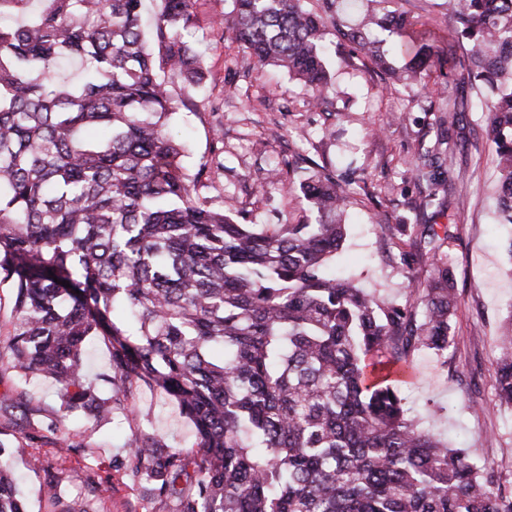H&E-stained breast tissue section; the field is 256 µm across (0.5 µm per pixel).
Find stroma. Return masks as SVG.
<instances>
[{
    "mask_svg": "<svg viewBox=\"0 0 512 512\" xmlns=\"http://www.w3.org/2000/svg\"><path fill=\"white\" fill-rule=\"evenodd\" d=\"M439 0H394L413 22L415 35L438 49L455 44V23ZM230 0H196V48L204 76L194 95L206 110L182 112L171 133L187 145V171L211 156L221 134L222 167L212 168L199 192L214 202H234L258 224H297L314 216L300 193L286 192L306 169H328L351 183L346 240L333 267L380 300H401L409 284L429 267L406 268L405 253L421 252L418 231L431 225L450 237L439 251L458 288L453 318L455 343L447 354L416 353L413 378L404 387L406 408L422 414V426L443 442L462 443L489 464L499 484L512 486V407L497 406L495 338L512 306V226L497 219L495 146L486 115L468 85L449 81L438 96L433 79L409 87L392 84L350 46L331 58L328 108L314 106L311 92L277 67L256 70L249 53L219 24ZM464 95L469 108L454 127L442 124L450 98ZM343 112V120L333 111ZM451 159L450 186L429 189L413 173L422 154ZM391 224L416 227L391 236ZM26 393L27 407L43 437L37 452L63 469L61 502L68 512H177L175 501L158 502L126 458L129 435L121 422L82 415L58 422L59 390L51 381L22 376L0 360V394ZM145 431L185 448L192 425L177 404L141 390ZM80 439L84 451L59 460L57 450Z\"/></svg>",
    "mask_w": 512,
    "mask_h": 512,
    "instance_id": "1",
    "label": "stroma"
}]
</instances>
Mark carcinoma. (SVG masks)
<instances>
[{
  "instance_id": "carcinoma-1",
  "label": "carcinoma",
  "mask_w": 512,
  "mask_h": 512,
  "mask_svg": "<svg viewBox=\"0 0 512 512\" xmlns=\"http://www.w3.org/2000/svg\"><path fill=\"white\" fill-rule=\"evenodd\" d=\"M0 0V284L16 313L14 367L59 385L63 413L120 417L153 497L178 512H512V492L469 449L421 430L402 404L412 358L453 342V271L431 258L404 302L329 269L346 238L350 183L299 186L315 220L255 224L198 192L169 132L203 78L196 0ZM232 0L228 28L254 66L311 91L330 85L327 29L404 86L448 85L455 49L412 37L393 0ZM469 46L467 79L495 145L498 218L512 224V0H443ZM75 77L57 75L63 60ZM181 78L183 96L166 76ZM69 282L70 287L61 285ZM111 348L94 394L86 342ZM496 398L512 405V311L497 337ZM171 398L192 454L140 428L136 390ZM0 443V512H29Z\"/></svg>"
}]
</instances>
